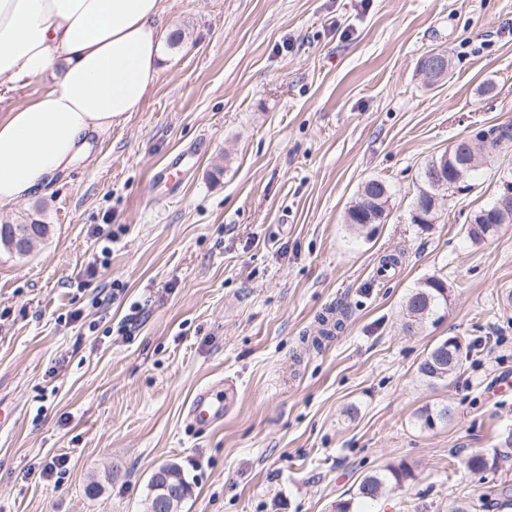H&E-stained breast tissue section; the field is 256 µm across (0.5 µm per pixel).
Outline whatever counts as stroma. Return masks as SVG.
I'll use <instances>...</instances> for the list:
<instances>
[{
  "label": "stroma",
  "mask_w": 512,
  "mask_h": 512,
  "mask_svg": "<svg viewBox=\"0 0 512 512\" xmlns=\"http://www.w3.org/2000/svg\"><path fill=\"white\" fill-rule=\"evenodd\" d=\"M167 5L185 37L162 44L141 110L97 143L94 165L0 207V222L50 226L27 256L0 249V512H145L168 462L192 483L183 512H334L400 460L415 479L362 512H450L512 485V458L464 465L512 429V392L492 394L512 380V224L481 244L464 231L512 176V141L435 224L410 221L431 158L512 124V0ZM432 49L449 72L431 86L419 63ZM177 158L169 190L157 177ZM371 178L392 200L366 236L345 213ZM105 224L112 263L92 279ZM386 254L401 263L383 275ZM432 276L449 286L444 317L407 332V295ZM452 336L469 360L426 385L419 363ZM225 379L232 409L197 426L191 400ZM441 403L453 419L419 429L416 413ZM59 455L63 478L44 475Z\"/></svg>",
  "instance_id": "1"
}]
</instances>
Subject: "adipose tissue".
<instances>
[{
  "mask_svg": "<svg viewBox=\"0 0 512 512\" xmlns=\"http://www.w3.org/2000/svg\"><path fill=\"white\" fill-rule=\"evenodd\" d=\"M164 0H0V91L51 75L0 117V206L45 192L139 111L168 32Z\"/></svg>",
  "mask_w": 512,
  "mask_h": 512,
  "instance_id": "1",
  "label": "adipose tissue"
}]
</instances>
